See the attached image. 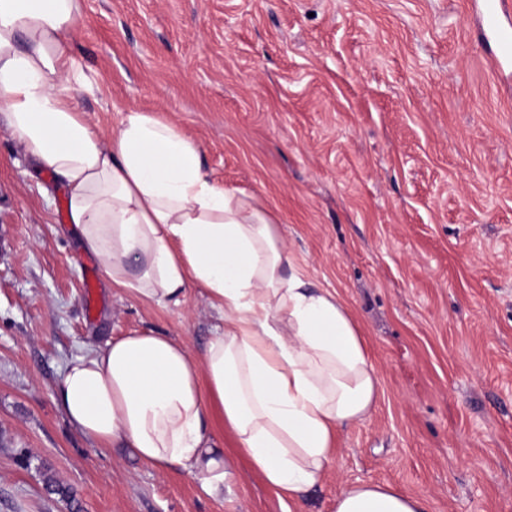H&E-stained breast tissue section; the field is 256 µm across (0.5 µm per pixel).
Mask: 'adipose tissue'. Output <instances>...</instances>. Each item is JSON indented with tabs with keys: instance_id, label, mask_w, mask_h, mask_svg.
<instances>
[{
	"instance_id": "adipose-tissue-1",
	"label": "adipose tissue",
	"mask_w": 512,
	"mask_h": 512,
	"mask_svg": "<svg viewBox=\"0 0 512 512\" xmlns=\"http://www.w3.org/2000/svg\"><path fill=\"white\" fill-rule=\"evenodd\" d=\"M79 0H0V107L37 168L67 191L71 224L113 287L159 306L189 288L222 315L201 356L134 332L66 364L53 399L99 451L180 467L217 497L232 472L208 424L224 426L264 483L299 497L320 485L336 438L370 418L382 394L362 333L336 290L297 272L257 197L203 169L200 146L138 107L104 137L79 109L85 82L66 52ZM335 512H425L421 499L345 485Z\"/></svg>"
}]
</instances>
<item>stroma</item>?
I'll return each instance as SVG.
<instances>
[{"mask_svg":"<svg viewBox=\"0 0 512 512\" xmlns=\"http://www.w3.org/2000/svg\"><path fill=\"white\" fill-rule=\"evenodd\" d=\"M64 42L104 133L137 106L266 202L300 272L349 306L383 394L300 501L250 469L215 401L221 497L95 450L53 401L66 363L132 331L197 355L223 322L196 289L162 307L112 287L0 112V512H332L357 481L426 512H512V81L464 0H81Z\"/></svg>","mask_w":512,"mask_h":512,"instance_id":"stroma-1","label":"stroma"}]
</instances>
